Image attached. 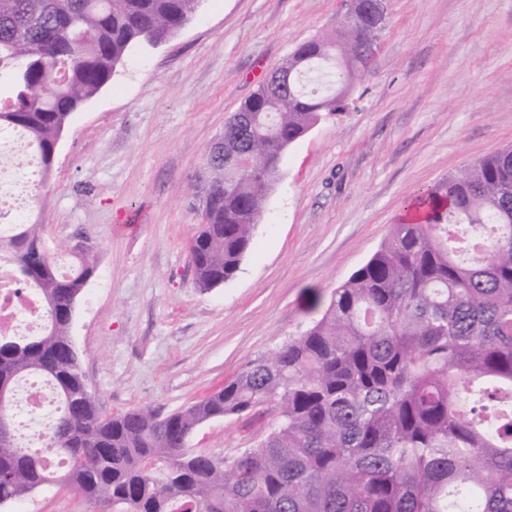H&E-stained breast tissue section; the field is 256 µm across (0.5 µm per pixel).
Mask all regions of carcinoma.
Instances as JSON below:
<instances>
[{"instance_id": "cac0c4a2", "label": "carcinoma", "mask_w": 512, "mask_h": 512, "mask_svg": "<svg viewBox=\"0 0 512 512\" xmlns=\"http://www.w3.org/2000/svg\"><path fill=\"white\" fill-rule=\"evenodd\" d=\"M200 0H0V130L20 131L42 176L71 115L136 44L168 40ZM366 28L296 46L280 83L241 106L229 134L251 166L206 157L205 223L190 239L196 283L231 279L271 192L258 174L324 114L344 108L371 60ZM330 61L329 68L321 66ZM42 225L0 235V264L43 303L44 327L0 335V506L68 485L113 512H512V148L420 192L301 336L166 417L104 413L86 383L70 312L96 271L90 248L59 272ZM50 383L47 444H20L10 408L25 378ZM278 421L232 457L183 445L204 422L269 403ZM62 456L56 469L49 456Z\"/></svg>"}]
</instances>
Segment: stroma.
<instances>
[{"mask_svg": "<svg viewBox=\"0 0 512 512\" xmlns=\"http://www.w3.org/2000/svg\"><path fill=\"white\" fill-rule=\"evenodd\" d=\"M341 11V0H202L72 115L31 218L52 248L85 240L97 252L71 335L103 412L169 415L302 335L418 191L512 145V0H389L369 76L289 147L235 276L198 288L188 240L207 148ZM277 417L264 406L213 419L190 446L232 456ZM22 504L97 512L55 485Z\"/></svg>", "mask_w": 512, "mask_h": 512, "instance_id": "35a3bbf8", "label": "stroma"}]
</instances>
